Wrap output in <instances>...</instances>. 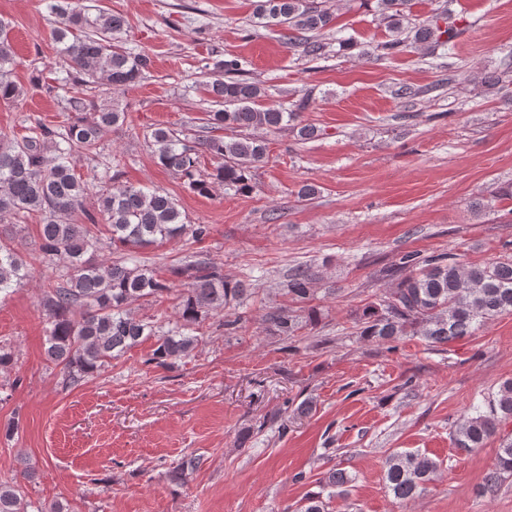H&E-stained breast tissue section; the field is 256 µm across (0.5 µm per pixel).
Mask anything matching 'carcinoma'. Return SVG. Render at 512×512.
Returning a JSON list of instances; mask_svg holds the SVG:
<instances>
[{
  "label": "carcinoma",
  "mask_w": 512,
  "mask_h": 512,
  "mask_svg": "<svg viewBox=\"0 0 512 512\" xmlns=\"http://www.w3.org/2000/svg\"><path fill=\"white\" fill-rule=\"evenodd\" d=\"M410 0H376L377 11L396 37L380 45L393 56L425 44L455 46L459 29L451 21L452 9L434 14L425 23L405 30ZM326 0H256L258 24L281 27V37L302 49L311 59L326 54L318 39L330 27L333 15ZM55 17L53 38L59 54L69 62V80L100 79L109 87L135 85L149 68L150 58L112 43L125 26L120 14L100 11L89 17L79 0H46ZM78 28L92 33L74 35ZM14 64L8 25L0 20V102L19 96L11 79ZM64 99L67 112L87 110L88 100L77 96L68 84L50 87ZM215 109L208 112L205 129H237L239 134L210 136L195 141L180 138L169 128L152 133L158 162L188 181L201 195L213 182L237 193L252 189L251 169L266 155V145L246 131L255 128L297 130L303 140L317 136V129L301 121L308 101L293 108L257 107L265 96L260 83L246 78L244 63L232 57L221 61L209 82ZM126 120V112L114 102L95 108L87 117L74 118L61 127L37 122L20 139L0 138V223L11 224L30 216L41 220L38 249L52 266L44 302L49 324L45 354L60 366L67 380L76 383L105 368L139 342L152 339L154 348L147 363L164 367L170 360L186 358L202 341V325L211 315L231 303L243 304L252 289L205 261L176 267L172 274L188 280L182 293L178 321L164 327L133 316L131 306L140 299L161 297L173 291L169 281L138 257L127 253L114 261L97 260L101 249L93 235L96 222L75 224L72 215L83 208L87 183L73 169L76 153L90 155ZM217 160L214 172L205 177L197 164L200 152ZM98 211L111 230L110 245L141 248L179 237L200 242L209 234L206 224H190L167 193L147 187L123 186L97 198ZM395 280L383 298L365 305L357 335L365 341L392 344L404 336H421L434 346L471 336L488 321L512 314V255L474 267L464 266L455 254L423 256L411 251L401 255L387 270ZM26 277L24 265L13 250L0 246V294L19 286ZM317 274L298 268L283 284V294L293 303H303L314 293ZM273 334L292 339L303 329L299 316L287 307L264 316ZM512 419V379L502 382L486 403L473 408L454 429L456 447L480 448L500 423ZM201 458L189 457L171 477L182 480L197 469ZM439 469V463L419 452L391 453L385 460V483L393 500L401 503L417 497ZM512 478V440L498 448L494 468L483 491L494 494ZM353 478L341 469L328 472L320 491L312 492L296 512H328L336 490ZM32 503L18 484H0V512H29Z\"/></svg>",
  "instance_id": "obj_1"
}]
</instances>
